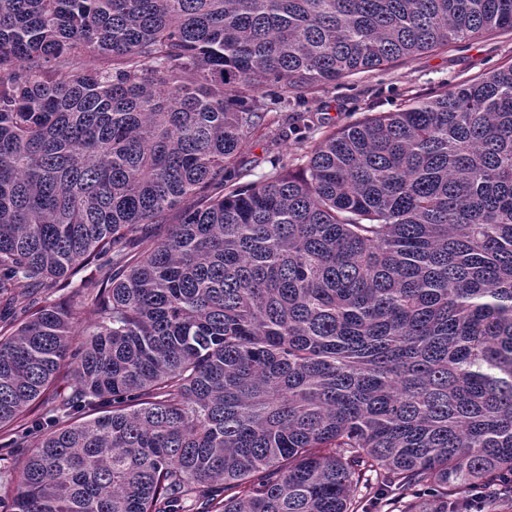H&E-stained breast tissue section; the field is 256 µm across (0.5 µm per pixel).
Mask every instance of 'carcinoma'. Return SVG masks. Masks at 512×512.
<instances>
[{
  "instance_id": "obj_1",
  "label": "carcinoma",
  "mask_w": 512,
  "mask_h": 512,
  "mask_svg": "<svg viewBox=\"0 0 512 512\" xmlns=\"http://www.w3.org/2000/svg\"><path fill=\"white\" fill-rule=\"evenodd\" d=\"M494 30L512 0H0L5 512L512 508V64L237 163ZM512 62V32L491 31L481 38L436 49L413 60L400 61L390 67L359 72L339 83L305 96V104L278 105L269 112V128L259 131L246 142L240 159L249 168L256 166L251 176L240 182L257 179L270 168L269 157L280 155L288 164L301 165V157L327 131L339 129L362 119L367 112H392L397 105L415 95H426L450 88L462 81L488 73ZM309 117L311 129L298 144L290 136L296 112ZM309 111V112H305ZM284 129L289 137L273 141V133Z\"/></svg>"
}]
</instances>
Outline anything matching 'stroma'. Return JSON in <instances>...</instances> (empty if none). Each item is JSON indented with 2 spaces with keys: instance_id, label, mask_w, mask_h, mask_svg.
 <instances>
[{
  "instance_id": "obj_1",
  "label": "stroma",
  "mask_w": 512,
  "mask_h": 512,
  "mask_svg": "<svg viewBox=\"0 0 512 512\" xmlns=\"http://www.w3.org/2000/svg\"><path fill=\"white\" fill-rule=\"evenodd\" d=\"M512 62V32L491 31L481 38L436 49L393 66L367 70L313 94L304 104L280 105L268 115L269 126L246 142L240 158L254 175L269 168L268 160L281 156L299 164L302 156L326 132L355 123L370 112H390L415 95H426L488 73ZM306 110L310 129L304 142L277 141V130L289 129L298 110Z\"/></svg>"
}]
</instances>
